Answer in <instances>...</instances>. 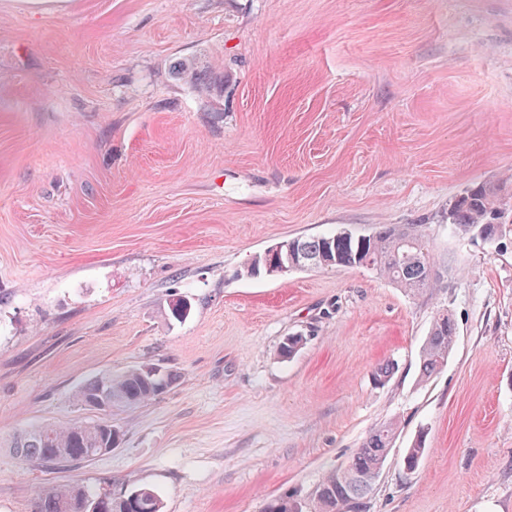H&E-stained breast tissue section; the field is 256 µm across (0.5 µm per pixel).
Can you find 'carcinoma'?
I'll use <instances>...</instances> for the list:
<instances>
[{
  "label": "carcinoma",
  "instance_id": "obj_1",
  "mask_svg": "<svg viewBox=\"0 0 512 512\" xmlns=\"http://www.w3.org/2000/svg\"><path fill=\"white\" fill-rule=\"evenodd\" d=\"M508 182H485L468 188L448 210V223L463 235L482 239L496 246L501 237L497 224L502 206L501 192ZM299 244L309 268H367L385 276L409 292L437 288L440 276L424 226L421 224H382L362 237L343 236V232L317 237H301ZM456 337L452 315L439 312L424 343L419 377L426 382L445 367ZM174 380L167 372L154 375L143 368H132L119 375L106 373L88 381L75 392L78 405L84 407L93 397L107 393L109 406L105 416L92 421H76L66 426L43 424L24 431L11 441V447L23 460L39 465H65L87 462L88 450L106 448L120 440V430L108 416L112 406H137L166 392ZM394 436L389 425L369 432L352 460L323 477L304 503L301 512H367L371 478L381 473ZM425 452L424 434H419L403 457V467L415 470ZM162 512L161 495L149 488H138L115 496L112 487L90 490L79 484L43 491L34 512Z\"/></svg>",
  "mask_w": 512,
  "mask_h": 512
}]
</instances>
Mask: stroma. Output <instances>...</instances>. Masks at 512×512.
Here are the masks:
<instances>
[{"label": "stroma", "mask_w": 512, "mask_h": 512, "mask_svg": "<svg viewBox=\"0 0 512 512\" xmlns=\"http://www.w3.org/2000/svg\"><path fill=\"white\" fill-rule=\"evenodd\" d=\"M510 175L512 0H0V512L106 482L163 512H266L387 424L369 512H512V236L448 222ZM382 224L425 225L439 287L245 273L282 240ZM441 308L455 346L423 383ZM136 367L176 381L113 408L111 452L9 448L95 419L75 390Z\"/></svg>", "instance_id": "1"}]
</instances>
